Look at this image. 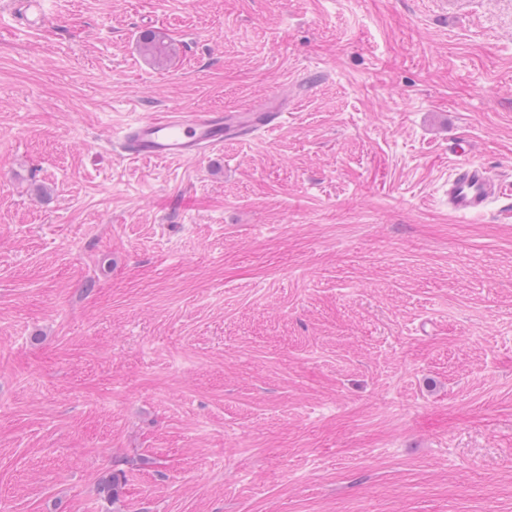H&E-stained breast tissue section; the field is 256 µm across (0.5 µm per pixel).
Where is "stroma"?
I'll return each instance as SVG.
<instances>
[{"mask_svg":"<svg viewBox=\"0 0 512 512\" xmlns=\"http://www.w3.org/2000/svg\"><path fill=\"white\" fill-rule=\"evenodd\" d=\"M53 10L0 0V512H512V219L448 208L512 183V0ZM51 0H13L12 13L18 14L28 27H45L51 21ZM29 16L33 18H29ZM275 96L262 110L225 112L206 108L173 107L160 115L139 119L122 135L123 151L134 158H193L205 149L224 145V139L267 124L269 114L282 112ZM495 203L496 212L512 217V193L501 176L482 164H461L448 179V207L459 215L479 214Z\"/></svg>","mask_w":512,"mask_h":512,"instance_id":"obj_1","label":"stroma"}]
</instances>
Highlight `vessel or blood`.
I'll use <instances>...</instances> for the list:
<instances>
[{"mask_svg": "<svg viewBox=\"0 0 512 512\" xmlns=\"http://www.w3.org/2000/svg\"><path fill=\"white\" fill-rule=\"evenodd\" d=\"M51 0H12L11 10L27 26L45 27L51 21ZM282 109L272 98L263 109L252 112H221L206 108L187 110L174 107L147 116L122 135L124 152L134 158H193L203 150L223 146L225 139L244 130L266 124L269 113ZM496 206L504 218L512 217V189L500 175L481 164H461L448 179V207L459 215L485 212Z\"/></svg>", "mask_w": 512, "mask_h": 512, "instance_id": "obj_1", "label": "vessel or blood"}]
</instances>
